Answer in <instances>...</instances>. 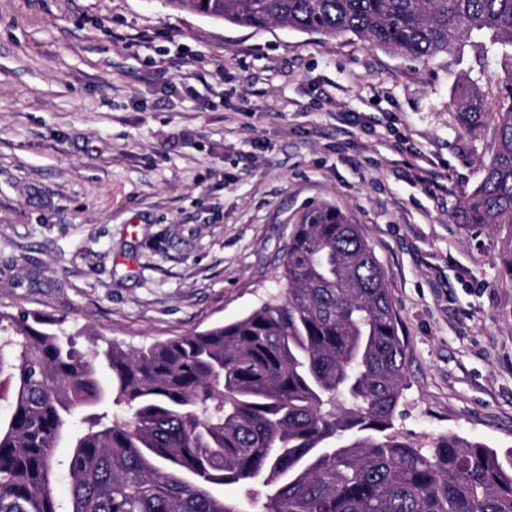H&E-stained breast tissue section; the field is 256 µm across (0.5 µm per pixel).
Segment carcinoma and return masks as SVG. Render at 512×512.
Listing matches in <instances>:
<instances>
[{
    "mask_svg": "<svg viewBox=\"0 0 512 512\" xmlns=\"http://www.w3.org/2000/svg\"><path fill=\"white\" fill-rule=\"evenodd\" d=\"M168 2L239 26L351 32L415 59L492 32L504 72L496 148L455 220L512 229V0ZM454 105L469 129L487 112L474 86ZM281 277L280 293L239 319L129 351H82L52 321L37 329L0 311V512H512V452L454 435L423 448L395 430L406 356L359 226L309 207Z\"/></svg>",
    "mask_w": 512,
    "mask_h": 512,
    "instance_id": "cac0c4a2",
    "label": "carcinoma"
}]
</instances>
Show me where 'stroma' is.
<instances>
[{
  "label": "stroma",
  "instance_id": "stroma-1",
  "mask_svg": "<svg viewBox=\"0 0 512 512\" xmlns=\"http://www.w3.org/2000/svg\"><path fill=\"white\" fill-rule=\"evenodd\" d=\"M498 51L0 0V310L125 350L190 335L276 294L292 224L329 203L398 314L397 430L512 451V232L452 220L495 149L453 101L470 80L496 102Z\"/></svg>",
  "mask_w": 512,
  "mask_h": 512
}]
</instances>
